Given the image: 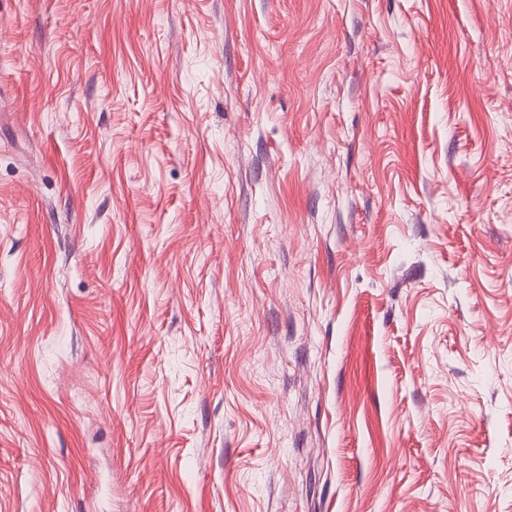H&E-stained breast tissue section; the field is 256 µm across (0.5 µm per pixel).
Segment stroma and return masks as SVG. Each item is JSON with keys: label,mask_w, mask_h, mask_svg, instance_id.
Returning a JSON list of instances; mask_svg holds the SVG:
<instances>
[{"label": "stroma", "mask_w": 512, "mask_h": 512, "mask_svg": "<svg viewBox=\"0 0 512 512\" xmlns=\"http://www.w3.org/2000/svg\"><path fill=\"white\" fill-rule=\"evenodd\" d=\"M0 512H512V0H0Z\"/></svg>", "instance_id": "35a3bbf8"}]
</instances>
